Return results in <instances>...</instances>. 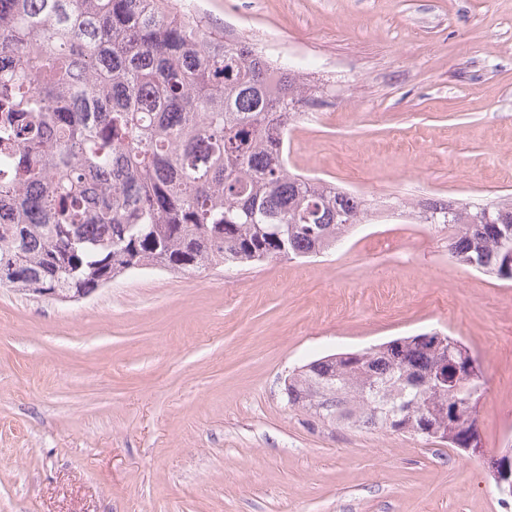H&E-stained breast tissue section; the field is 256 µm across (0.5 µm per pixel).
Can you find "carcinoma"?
I'll use <instances>...</instances> for the list:
<instances>
[{"label":"carcinoma","mask_w":512,"mask_h":512,"mask_svg":"<svg viewBox=\"0 0 512 512\" xmlns=\"http://www.w3.org/2000/svg\"><path fill=\"white\" fill-rule=\"evenodd\" d=\"M164 0H0V286L91 294L132 271L192 274L324 254L372 203L288 168L286 133L324 94L249 43L213 36ZM428 201L417 219L452 230L457 264L512 281L488 212L512 239V202ZM401 338L323 356L288 376V405L313 422L467 447L485 382ZM455 407L453 419L441 415Z\"/></svg>","instance_id":"obj_1"}]
</instances>
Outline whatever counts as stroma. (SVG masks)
Wrapping results in <instances>:
<instances>
[{"label": "stroma", "mask_w": 512, "mask_h": 512, "mask_svg": "<svg viewBox=\"0 0 512 512\" xmlns=\"http://www.w3.org/2000/svg\"><path fill=\"white\" fill-rule=\"evenodd\" d=\"M327 80L292 172L380 216L331 254L62 302L0 287V512H512L483 458L311 425L295 367L440 331L479 361L486 455L512 448V282L448 255L413 206L512 201V0H171Z\"/></svg>", "instance_id": "35a3bbf8"}]
</instances>
